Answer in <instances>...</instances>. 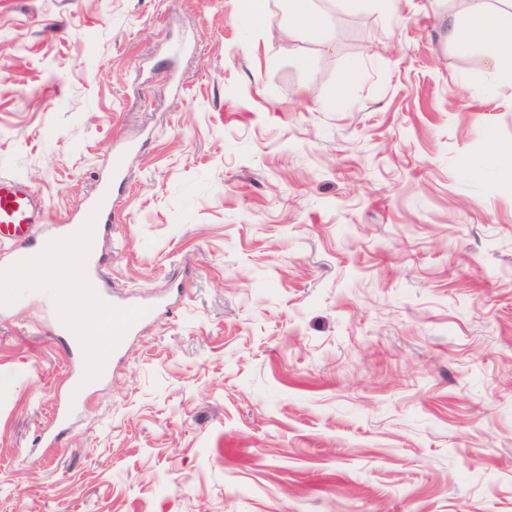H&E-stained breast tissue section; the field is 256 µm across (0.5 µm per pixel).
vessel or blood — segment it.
Returning <instances> with one entry per match:
<instances>
[{
	"label": "vessel or blood",
	"instance_id": "vessel-or-blood-1",
	"mask_svg": "<svg viewBox=\"0 0 512 512\" xmlns=\"http://www.w3.org/2000/svg\"><path fill=\"white\" fill-rule=\"evenodd\" d=\"M128 155L125 149L113 153L110 175L100 179L96 193L84 202L77 224L69 226L61 236H42L44 204L26 181L14 175L0 176V244L11 247L7 261L9 284L0 290V306L10 308L32 292L47 291L48 285L39 270L55 250H67L76 263L87 269L86 276L75 284L74 294L112 314L109 346L114 355L124 349L130 336L153 319L156 308L152 305L121 310L113 307L103 285L107 259L98 243L79 236L78 227L111 222L116 185L123 180Z\"/></svg>",
	"mask_w": 512,
	"mask_h": 512
}]
</instances>
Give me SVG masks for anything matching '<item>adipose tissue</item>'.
Here are the masks:
<instances>
[{
  "label": "adipose tissue",
  "instance_id": "1",
  "mask_svg": "<svg viewBox=\"0 0 512 512\" xmlns=\"http://www.w3.org/2000/svg\"><path fill=\"white\" fill-rule=\"evenodd\" d=\"M288 33L296 35L306 32L315 35L320 45H328L326 17L314 9L312 0H288ZM468 37H460L456 25H449L448 38L455 41L459 49L480 45L488 66L495 70L512 65V23L504 21L498 13L474 5L469 13Z\"/></svg>",
  "mask_w": 512,
  "mask_h": 512
}]
</instances>
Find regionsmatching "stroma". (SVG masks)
<instances>
[{"mask_svg": "<svg viewBox=\"0 0 512 512\" xmlns=\"http://www.w3.org/2000/svg\"><path fill=\"white\" fill-rule=\"evenodd\" d=\"M0 0V174L62 233L115 151V303L88 371L0 311V512H512V77L471 0ZM307 57L298 65L297 57ZM311 0H289L288 3V40H293L299 32L315 35L320 45L331 48L326 31V16L313 7ZM469 36L460 38L456 24L448 20V39L455 41L459 49L478 44L484 51L486 62L493 70L512 67V23L505 22L498 13L474 5L469 13Z\"/></svg>", "mask_w": 512, "mask_h": 512, "instance_id": "obj_1", "label": "stroma"}]
</instances>
